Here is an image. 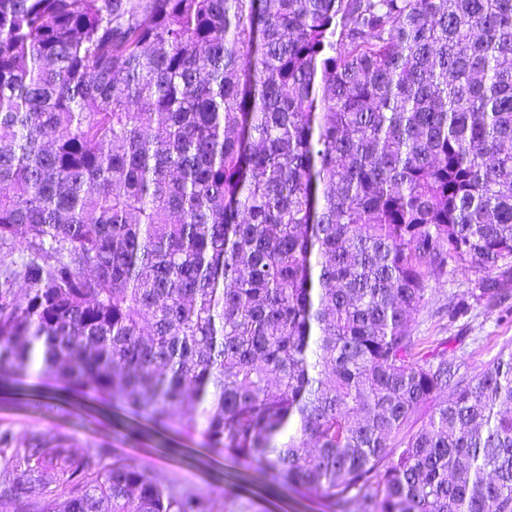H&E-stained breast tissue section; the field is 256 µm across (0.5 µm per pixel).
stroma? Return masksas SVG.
<instances>
[{"mask_svg":"<svg viewBox=\"0 0 512 512\" xmlns=\"http://www.w3.org/2000/svg\"><path fill=\"white\" fill-rule=\"evenodd\" d=\"M470 279V272L449 266L432 283L412 327L424 350L475 374L497 359L503 345L512 343V313L480 305L449 322L448 301L461 296ZM45 430L69 438L79 452L104 446L130 457L162 483L210 496L218 512H337L329 499L296 493L268 482L259 472L211 456L198 438L175 430L155 431L144 419L72 397L37 377L19 387L0 386V432L21 439Z\"/></svg>","mask_w":512,"mask_h":512,"instance_id":"35a3bbf8","label":"stroma"}]
</instances>
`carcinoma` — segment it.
I'll use <instances>...</instances> for the list:
<instances>
[{
  "label": "carcinoma",
  "instance_id": "obj_1",
  "mask_svg": "<svg viewBox=\"0 0 512 512\" xmlns=\"http://www.w3.org/2000/svg\"><path fill=\"white\" fill-rule=\"evenodd\" d=\"M0 384L36 375L333 501L512 512V0H0ZM25 293L17 295V283ZM421 424L405 425L414 415ZM37 512H216L51 430ZM471 272L448 264L447 273L439 281H432L427 293V303L414 315V336L423 343L421 347L437 360L441 356L448 361L461 364V371L476 374L490 366L498 357L503 345L512 344V297L501 307L479 305L467 316L454 323L448 322V300L461 297L471 287ZM436 360V361H437Z\"/></svg>",
  "mask_w": 512,
  "mask_h": 512
}]
</instances>
